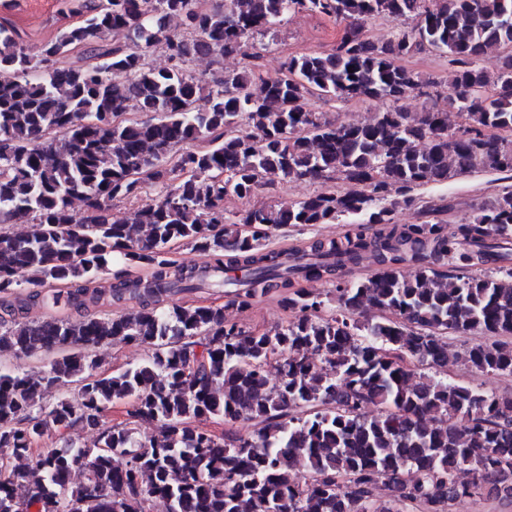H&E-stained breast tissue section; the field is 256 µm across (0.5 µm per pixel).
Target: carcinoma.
Segmentation results:
<instances>
[{
	"mask_svg": "<svg viewBox=\"0 0 512 512\" xmlns=\"http://www.w3.org/2000/svg\"><path fill=\"white\" fill-rule=\"evenodd\" d=\"M68 5L82 21L36 57L0 27V224L31 220L25 237L0 231V352L51 356L37 374L0 371V505L150 512L160 499L168 512H369L381 483L386 512L512 497V397L439 377L448 336L473 330L508 340L468 349L469 367L512 375V185L451 233L450 204L411 194L478 170L512 179V0ZM295 12L342 22L341 36L327 52L289 58L267 81L255 38ZM171 17L180 30L167 27ZM377 19L394 22L384 40L367 33ZM120 33L125 41L106 43ZM159 43L164 69L147 61ZM76 48L81 64L72 65L66 57ZM426 50L448 58L456 97L412 119L398 103L429 81L401 61ZM204 54L217 64L236 55L243 65L208 91L189 68ZM311 97L387 105L364 123L337 125L310 109ZM450 110L461 118L457 130ZM293 179L322 189L287 205L224 210L228 196L248 201ZM337 179L353 188L329 186ZM74 199L83 213L72 210ZM120 199L137 203L129 222L112 218ZM400 206L417 208L419 221L398 223ZM288 224L347 229L286 258L262 251ZM175 241L210 261L177 266L166 251ZM116 257L150 267V277H104ZM366 261L378 266L370 277H337ZM493 263L498 276L474 274ZM405 264L414 266L408 276ZM19 269L30 274L25 293ZM227 271L244 279L227 281ZM322 279L332 283L334 308L299 285ZM53 283L71 289L42 291ZM211 286L234 287L229 303L242 308L277 289L293 318L256 333L222 306L163 305ZM127 297L139 310L118 317L15 319L29 305L86 311ZM114 341L153 353L99 375L91 352ZM409 359L434 374L412 381ZM67 379L73 394L43 402ZM125 401L131 421L102 428L94 447L65 438L37 447L49 425L97 426ZM212 418L228 429L197 426ZM251 420L253 433L233 429ZM298 467L309 483L295 481ZM460 471L470 479L458 481ZM76 474L83 480L73 482Z\"/></svg>",
	"mask_w": 512,
	"mask_h": 512,
	"instance_id": "1",
	"label": "carcinoma"
}]
</instances>
